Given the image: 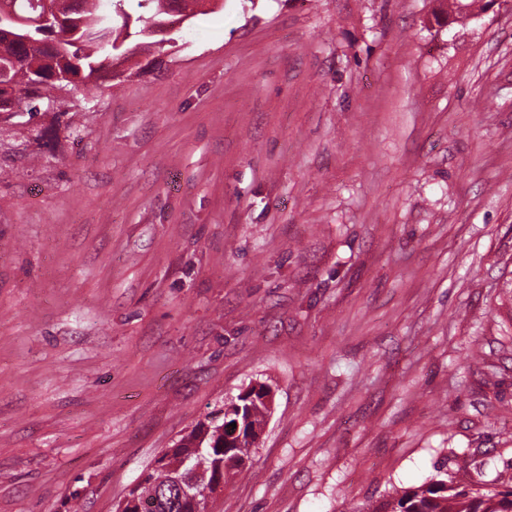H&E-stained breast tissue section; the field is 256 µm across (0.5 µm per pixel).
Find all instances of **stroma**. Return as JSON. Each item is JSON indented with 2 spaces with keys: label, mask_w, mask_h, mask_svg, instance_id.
I'll use <instances>...</instances> for the list:
<instances>
[{
  "label": "stroma",
  "mask_w": 512,
  "mask_h": 512,
  "mask_svg": "<svg viewBox=\"0 0 512 512\" xmlns=\"http://www.w3.org/2000/svg\"><path fill=\"white\" fill-rule=\"evenodd\" d=\"M214 0L0 129V512H117L255 383L215 512L512 459V0ZM437 1L439 2V6L433 11V16L439 27L447 26L449 24L453 25L455 23H464V19L468 13L483 11L482 13L471 16L465 20V22L477 21L484 14L488 13L494 7L495 3L499 2L497 0H492L490 1V5L485 9L488 2L483 0H448V6L446 4V8L444 3L445 0Z\"/></svg>",
  "instance_id": "stroma-1"
}]
</instances>
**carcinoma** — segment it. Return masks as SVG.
Here are the masks:
<instances>
[{
  "label": "carcinoma",
  "instance_id": "cac0c4a2",
  "mask_svg": "<svg viewBox=\"0 0 512 512\" xmlns=\"http://www.w3.org/2000/svg\"><path fill=\"white\" fill-rule=\"evenodd\" d=\"M41 0H8L22 18L40 14ZM61 21L48 27L0 23V84H8L10 99L33 118L48 107L52 90L68 82L103 83L117 77L112 61L129 59L154 45L151 34L184 16L206 15L204 0H138L151 12L146 25L130 26L128 0H57ZM433 11L440 27L462 23L469 13L485 10V0H438ZM245 415L210 414L187 434L188 445L179 449L172 471L152 469L137 485L139 498L154 505L151 512H190L187 495L202 496L207 488L194 470L212 476L228 475L244 466L250 448H225L224 428ZM457 470L443 463L428 482L409 490L395 489L381 498L357 503L348 512H512V461L487 481L485 463L467 453L450 451ZM473 468L478 483L494 490L481 492L460 483L456 471Z\"/></svg>",
  "mask_w": 512,
  "mask_h": 512
}]
</instances>
